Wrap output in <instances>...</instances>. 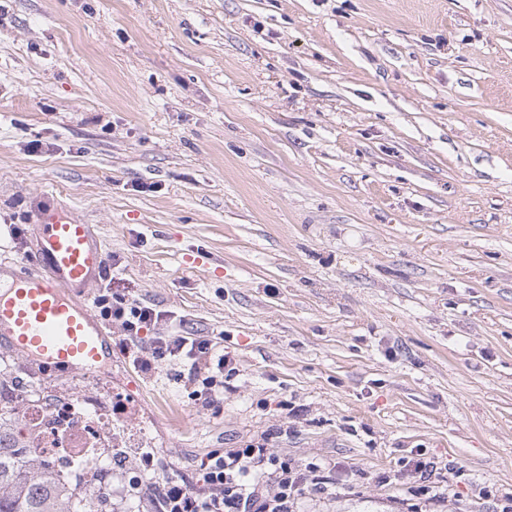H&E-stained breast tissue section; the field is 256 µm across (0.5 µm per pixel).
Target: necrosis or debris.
<instances>
[{
  "mask_svg": "<svg viewBox=\"0 0 512 512\" xmlns=\"http://www.w3.org/2000/svg\"><path fill=\"white\" fill-rule=\"evenodd\" d=\"M59 373L37 364L0 381V413L17 420L25 456L68 487L112 472L122 475L123 488L140 483L153 444L129 426L124 395L97 387L46 392L50 376Z\"/></svg>",
  "mask_w": 512,
  "mask_h": 512,
  "instance_id": "necrosis-or-debris-1",
  "label": "necrosis or debris"
}]
</instances>
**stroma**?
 I'll return each mask as SVG.
<instances>
[{
  "mask_svg": "<svg viewBox=\"0 0 512 512\" xmlns=\"http://www.w3.org/2000/svg\"><path fill=\"white\" fill-rule=\"evenodd\" d=\"M48 206L236 360L212 405L113 326L157 479L263 437L332 468L300 512L512 496V0H0V263ZM436 470L437 465L434 461L418 453V456L404 461L394 478L399 481L418 483L422 495L430 501H437L442 493L438 492V486L433 480Z\"/></svg>",
  "mask_w": 512,
  "mask_h": 512,
  "instance_id": "1",
  "label": "stroma"
}]
</instances>
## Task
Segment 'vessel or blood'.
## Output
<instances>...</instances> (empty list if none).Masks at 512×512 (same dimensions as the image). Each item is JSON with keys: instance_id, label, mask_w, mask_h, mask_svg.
I'll list each match as a JSON object with an SVG mask.
<instances>
[{"instance_id": "1", "label": "vessel or blood", "mask_w": 512, "mask_h": 512, "mask_svg": "<svg viewBox=\"0 0 512 512\" xmlns=\"http://www.w3.org/2000/svg\"><path fill=\"white\" fill-rule=\"evenodd\" d=\"M104 267L92 225L64 208L39 211L34 267L0 264V346L70 371L95 368L109 333L87 297Z\"/></svg>"}]
</instances>
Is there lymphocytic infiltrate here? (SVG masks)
<instances>
[{
    "mask_svg": "<svg viewBox=\"0 0 512 512\" xmlns=\"http://www.w3.org/2000/svg\"><path fill=\"white\" fill-rule=\"evenodd\" d=\"M102 280L93 306L104 320L120 323L124 351L144 374L165 365H186L198 396L213 404L223 400L224 379L235 371L233 356L217 352L206 336L154 335V328L166 321V312L113 292L111 274H103ZM325 471V466H301L250 443L214 450L204 464L201 485L173 477L149 483L147 489L157 512H293L305 486L325 489Z\"/></svg>",
    "mask_w": 512,
    "mask_h": 512,
    "instance_id": "f902f5d3",
    "label": "lymphocytic infiltrate"
}]
</instances>
